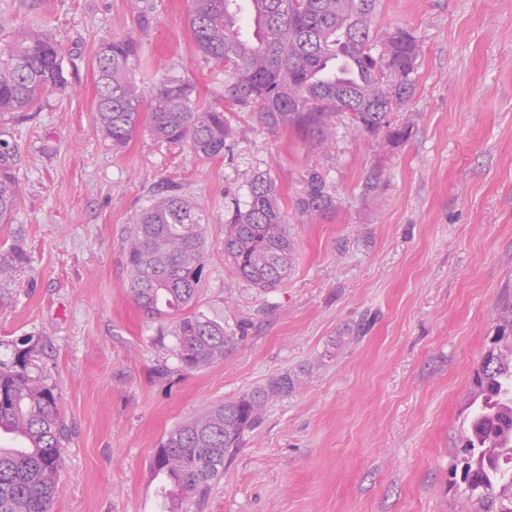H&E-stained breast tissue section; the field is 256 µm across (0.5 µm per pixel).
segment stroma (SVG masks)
<instances>
[{
    "mask_svg": "<svg viewBox=\"0 0 512 512\" xmlns=\"http://www.w3.org/2000/svg\"><path fill=\"white\" fill-rule=\"evenodd\" d=\"M0 0V35L47 24L66 84L40 110L0 116L21 200L0 248L29 262L0 288V360L31 343L70 429L50 512H160L151 461L183 421L306 368L267 407L205 512H470L452 473L474 372L512 285V0H380L375 28L412 29L416 90L392 113L407 136L335 118L315 148L225 105L236 137L204 159L138 129L113 148L96 129L95 58L133 37L151 87L188 76L200 98L224 75L196 51L189 0ZM274 184L293 271L260 291L224 261V215ZM333 199L299 206L310 174ZM174 183L205 211L212 255L196 305L232 341L222 362L179 367L174 318L147 316L128 286L136 215Z\"/></svg>",
    "mask_w": 512,
    "mask_h": 512,
    "instance_id": "35a3bbf8",
    "label": "stroma"
}]
</instances>
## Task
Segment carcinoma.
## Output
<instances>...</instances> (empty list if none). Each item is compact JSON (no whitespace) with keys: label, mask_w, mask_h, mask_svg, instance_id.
Returning <instances> with one entry per match:
<instances>
[{"label":"carcinoma","mask_w":512,"mask_h":512,"mask_svg":"<svg viewBox=\"0 0 512 512\" xmlns=\"http://www.w3.org/2000/svg\"><path fill=\"white\" fill-rule=\"evenodd\" d=\"M192 0L190 28L197 52L224 69V93L210 101L194 98V86L173 72L154 88L131 76L140 57L131 37L106 40L96 56L97 129L123 146L143 124L151 136L188 148L201 158L224 153L234 130L223 102L260 114L312 146L329 144L334 117L351 115L359 132L390 129L391 112L415 91L418 45L404 27L373 33L379 0H255L260 41L239 43L224 4ZM357 59L360 73L326 81L323 65L336 49ZM64 86L62 47L39 24L0 40V115L36 108ZM16 150L0 141V223L11 224L20 199ZM245 209L224 218V259L237 275L261 291L285 282L293 270L294 242L272 182L249 179ZM331 204L322 179H307L299 205L319 210ZM206 218L197 200L170 184L134 220L127 264L129 288L151 317L174 316L175 356L182 368L197 370L224 360L230 337L224 324L193 311L209 266ZM28 263L18 244L0 253V288ZM305 370L286 372L235 400L217 404L170 431L153 453L152 470L163 477L164 512H202L224 466L245 433L263 422L269 402L302 384ZM480 404L456 456L464 493L475 512H512V300L500 306L496 346L482 358L474 381ZM23 446L0 445V512H49L65 467L69 437L60 416L55 386L33 374L24 350L9 364L0 361V433Z\"/></svg>","instance_id":"cac0c4a2"}]
</instances>
